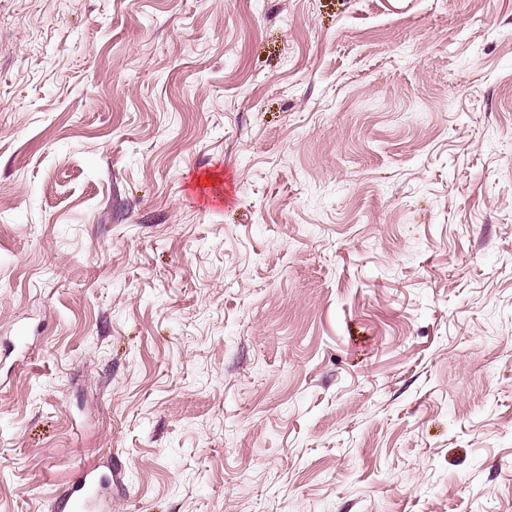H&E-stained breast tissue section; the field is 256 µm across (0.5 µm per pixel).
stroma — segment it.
<instances>
[{
    "label": "stroma",
    "instance_id": "35a3bbf8",
    "mask_svg": "<svg viewBox=\"0 0 512 512\" xmlns=\"http://www.w3.org/2000/svg\"><path fill=\"white\" fill-rule=\"evenodd\" d=\"M512 512V0H0V512ZM112 469L109 474L101 473L99 467H87L62 494L58 510L69 512H103L108 505L106 498L112 494Z\"/></svg>",
    "mask_w": 512,
    "mask_h": 512
}]
</instances>
